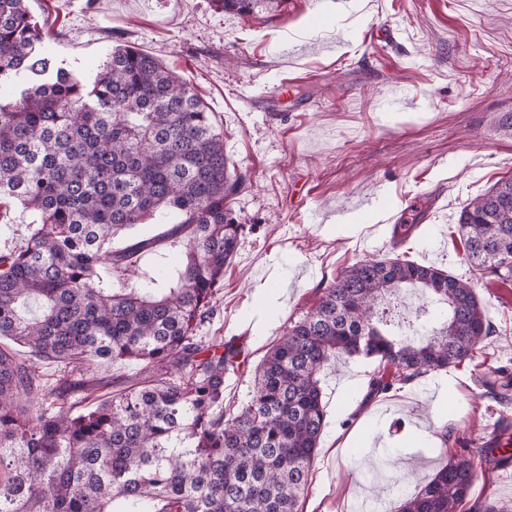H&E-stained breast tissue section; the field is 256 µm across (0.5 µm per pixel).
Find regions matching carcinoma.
Instances as JSON below:
<instances>
[{
  "mask_svg": "<svg viewBox=\"0 0 512 512\" xmlns=\"http://www.w3.org/2000/svg\"><path fill=\"white\" fill-rule=\"evenodd\" d=\"M284 2L214 0L259 19ZM48 37L27 0H0V208L32 217L25 244L0 252V512H300L327 365L376 362V397L478 358L493 329L473 277L512 284V178L460 212L471 276L397 256L353 263L269 348L251 400L227 407L224 375L249 353L198 332L246 230L230 201L251 177L230 167L193 86L161 60L119 44L85 84L56 65ZM150 219L168 230L113 246ZM165 240L184 248L174 286L112 287ZM408 289L444 307L439 326L391 330L388 302ZM41 361L63 366L55 383ZM126 361L139 380L72 402L101 388L92 364ZM481 384L512 401L511 384ZM447 455L396 512H470L494 460L478 472L472 454Z\"/></svg>",
  "mask_w": 512,
  "mask_h": 512,
  "instance_id": "obj_1",
  "label": "carcinoma"
}]
</instances>
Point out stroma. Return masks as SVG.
<instances>
[{
	"mask_svg": "<svg viewBox=\"0 0 512 512\" xmlns=\"http://www.w3.org/2000/svg\"><path fill=\"white\" fill-rule=\"evenodd\" d=\"M29 4L50 29L57 64L85 82L117 43L158 57L206 104L230 166L249 171L253 185L233 203L246 230L204 339L244 346L258 365L341 269L389 254L402 211L430 200L431 217L402 249L467 276L458 215L512 178V129L502 123L512 115V0H285L265 23L211 0ZM301 75L312 107L292 112L278 87ZM367 199L371 224L358 218ZM433 239L442 252L429 250ZM179 258L162 242L138 262L142 283L169 287ZM477 293L496 328L483 370L512 382V285L485 278ZM375 367L355 358L325 369L326 424L302 512H357L376 449L397 472H415L408 485H388L395 512L401 493L436 472L438 447L482 448L512 419V405L484 397L472 365L371 398ZM252 368L225 376V403H247Z\"/></svg>",
	"mask_w": 512,
	"mask_h": 512,
	"instance_id": "obj_1",
	"label": "stroma"
}]
</instances>
